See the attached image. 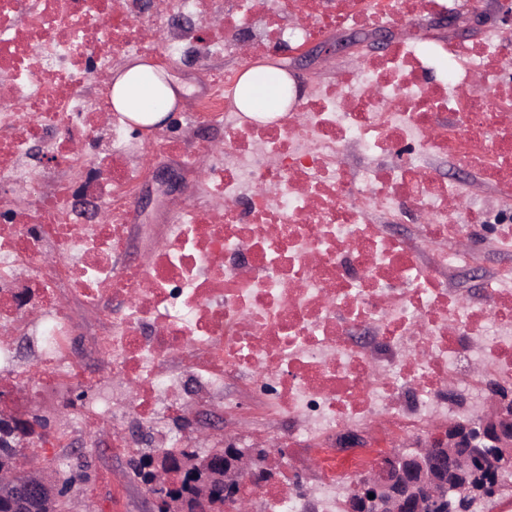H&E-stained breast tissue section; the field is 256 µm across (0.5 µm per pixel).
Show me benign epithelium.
I'll list each match as a JSON object with an SVG mask.
<instances>
[{
    "label": "benign epithelium",
    "instance_id": "benign-epithelium-1",
    "mask_svg": "<svg viewBox=\"0 0 512 512\" xmlns=\"http://www.w3.org/2000/svg\"><path fill=\"white\" fill-rule=\"evenodd\" d=\"M483 23L484 14L476 13L462 26L450 12L438 17L434 26L467 34ZM344 48L324 41L290 46L286 52L312 62ZM152 181L167 195L180 187L181 177L160 167L152 172ZM46 427L38 417L25 418L0 407V445L5 448L28 447L48 435ZM368 443L362 431L349 427L336 436V445L344 452ZM507 460H512V377L504 375L485 384L480 410L435 426L415 451L385 456L354 482L346 512H477L480 504L504 490ZM47 466L45 458L31 462L37 475L24 479L13 468L0 467V500L9 502L12 512H59L67 490L46 477ZM142 473L150 512H253L245 483L280 480L267 447L240 448L229 438L217 441L204 454L196 448L183 454H149L143 458Z\"/></svg>",
    "mask_w": 512,
    "mask_h": 512
}]
</instances>
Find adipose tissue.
<instances>
[{
  "label": "adipose tissue",
  "mask_w": 512,
  "mask_h": 512,
  "mask_svg": "<svg viewBox=\"0 0 512 512\" xmlns=\"http://www.w3.org/2000/svg\"><path fill=\"white\" fill-rule=\"evenodd\" d=\"M112 105L116 112L141 126L160 124L179 97L166 72L134 59L112 74ZM296 95L287 72L269 65L247 69L237 86L236 103L241 112L262 120L282 116Z\"/></svg>",
  "instance_id": "adipose-tissue-1"
}]
</instances>
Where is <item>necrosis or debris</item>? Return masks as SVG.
Returning a JSON list of instances; mask_svg holds the SVG:
<instances>
[{"mask_svg": "<svg viewBox=\"0 0 512 512\" xmlns=\"http://www.w3.org/2000/svg\"><path fill=\"white\" fill-rule=\"evenodd\" d=\"M451 2L0 0V178L35 203L0 224V366L16 365L8 339L19 317L38 343V370L25 374L14 407L46 383L92 386L73 358L67 304L101 316L117 304L125 313L97 346L130 397L82 416L89 428L111 427L113 456L137 450L124 422L148 427L159 414L212 404L234 415L227 382H259L261 418L287 422L294 457L318 467L321 512H342L339 482L373 469L383 444L428 428L441 388L512 375V264L489 276L478 302L439 279L478 263L466 243L478 224L496 223V249L512 253V86L500 79V35L461 44L409 34L275 124L241 121L232 77L212 76L192 118L223 127L225 141L199 185L201 204L144 261H112L127 247L128 206L149 171L128 165L119 118L87 105L115 58L148 54L163 65L184 46L257 57L331 29L444 14ZM183 13L202 15L212 38L170 37L163 19ZM435 71L441 80L428 82ZM48 137L67 171L97 152L103 209L77 213L70 179L46 189L31 177V147ZM402 145L408 155L393 165L356 175L347 166L351 147L397 155ZM437 157L477 171L494 203L476 208L458 181L437 177ZM376 212L414 217L417 236L384 234ZM364 325L366 345L354 339ZM374 422L379 446L337 454L339 429Z\"/></svg>", "mask_w": 512, "mask_h": 512, "instance_id": "4bbe7bcc", "label": "necrosis or debris"}]
</instances>
